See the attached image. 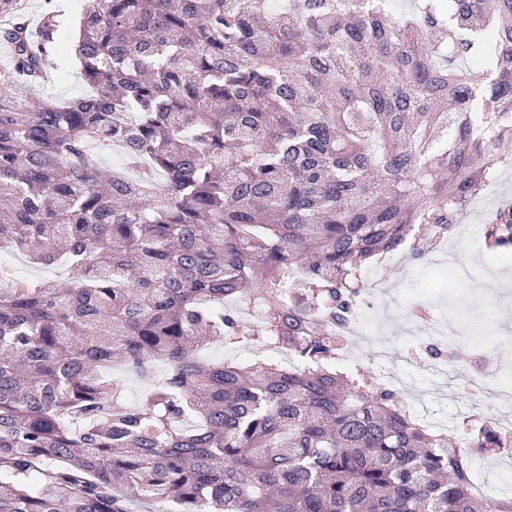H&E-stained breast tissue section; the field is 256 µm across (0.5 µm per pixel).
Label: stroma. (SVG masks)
I'll list each match as a JSON object with an SVG mask.
<instances>
[{
	"label": "stroma",
	"mask_w": 512,
	"mask_h": 512,
	"mask_svg": "<svg viewBox=\"0 0 512 512\" xmlns=\"http://www.w3.org/2000/svg\"><path fill=\"white\" fill-rule=\"evenodd\" d=\"M504 205H512V144L504 149L496 179L470 202L443 242L412 239L410 250L395 254L387 267H369L362 274L365 288L356 313L387 353L381 362L369 351L359 352L362 374L376 382L387 374L399 377L428 406L431 419L445 422L451 432L463 428L458 411L497 418L504 407L493 396L481 402L446 401L458 385L428 375L416 310L425 308L443 330L462 340L465 350L493 348L501 381L512 386V248L490 247L483 234L488 215ZM472 465L485 494L512 496V482L499 481L508 465L497 449L473 456Z\"/></svg>",
	"instance_id": "1"
}]
</instances>
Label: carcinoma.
<instances>
[{
  "instance_id": "cac0c4a2",
  "label": "carcinoma",
  "mask_w": 512,
  "mask_h": 512,
  "mask_svg": "<svg viewBox=\"0 0 512 512\" xmlns=\"http://www.w3.org/2000/svg\"><path fill=\"white\" fill-rule=\"evenodd\" d=\"M19 2L0 244L68 275L0 287V512H512L464 452L506 447L496 422L433 433L336 370L362 266L448 233L495 178L512 0H80L74 27ZM68 46L90 93H17L62 81ZM486 237L512 245V209Z\"/></svg>"
}]
</instances>
